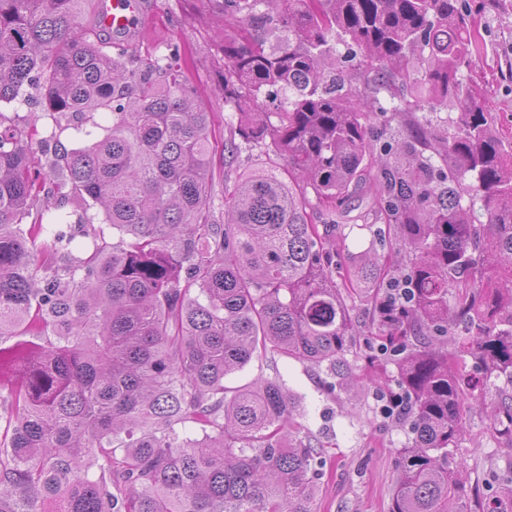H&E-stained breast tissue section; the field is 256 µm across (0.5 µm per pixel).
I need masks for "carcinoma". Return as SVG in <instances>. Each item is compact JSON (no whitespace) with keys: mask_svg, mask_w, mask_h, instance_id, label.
Segmentation results:
<instances>
[{"mask_svg":"<svg viewBox=\"0 0 512 512\" xmlns=\"http://www.w3.org/2000/svg\"><path fill=\"white\" fill-rule=\"evenodd\" d=\"M91 5L0 0V104L39 86L51 121L44 174L37 127L0 111V370L15 373L0 385V512H315L323 460L292 438L288 389L260 379L230 395L224 381L267 353L345 376L359 335L347 299L362 291L408 401L390 512H467L450 449L484 379L459 359L474 346L487 378H512V142L459 65L475 62L485 4L224 0V106L242 125L220 150L186 50L129 60L84 23ZM441 105L455 112L374 133L378 115ZM68 129L88 143L66 146ZM246 146L288 178L224 184L217 224L213 156L230 166ZM361 191L409 261L392 274L366 257L339 284L330 233ZM397 280L410 301L390 310ZM15 338L25 346H5Z\"/></svg>","mask_w":512,"mask_h":512,"instance_id":"obj_1","label":"carcinoma"}]
</instances>
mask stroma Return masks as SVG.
Masks as SVG:
<instances>
[{"label":"stroma","mask_w":512,"mask_h":512,"mask_svg":"<svg viewBox=\"0 0 512 512\" xmlns=\"http://www.w3.org/2000/svg\"><path fill=\"white\" fill-rule=\"evenodd\" d=\"M221 0H141V30L124 41L128 57L165 55L168 45L190 49L189 77L215 115L218 137L237 133L239 118L225 110ZM484 49L467 79L482 90L496 131L512 139V0H491L480 19ZM383 222L375 214L364 221L337 225L330 261L337 273L356 266L367 249L390 256L394 266L405 263L403 252L381 237ZM352 315L362 329L347 355L349 370L335 388H327L324 369L280 357L253 359L225 380L230 388L256 379H280L295 395L299 416L296 439L323 448L324 466L318 482V512H389L398 478V458L410 431L403 421L384 417L383 405L398 389V370L386 358L370 359L371 305L366 296L351 300ZM512 403V379L499 377L467 401L466 435L455 459L467 474L472 512H512V433L499 431L495 421Z\"/></svg>","instance_id":"1"}]
</instances>
